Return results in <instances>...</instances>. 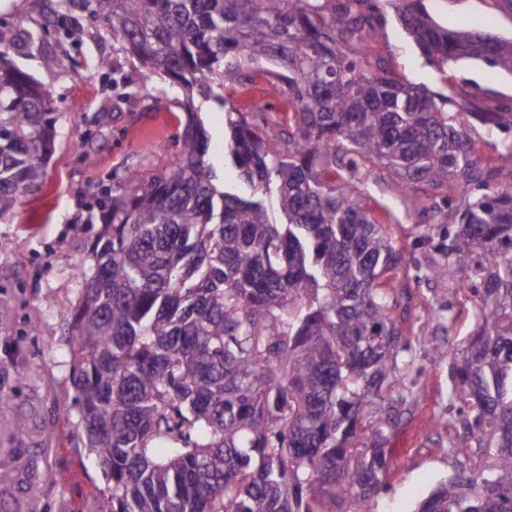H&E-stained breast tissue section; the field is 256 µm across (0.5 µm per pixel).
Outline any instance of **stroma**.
I'll return each instance as SVG.
<instances>
[{"label":"stroma","instance_id":"stroma-1","mask_svg":"<svg viewBox=\"0 0 512 512\" xmlns=\"http://www.w3.org/2000/svg\"><path fill=\"white\" fill-rule=\"evenodd\" d=\"M442 25L475 24L491 34L512 37V0H424ZM383 35L368 53L390 63L411 82L436 93L458 97L477 94L484 109L512 103V77L481 63L452 65L451 81L407 43L394 19L395 5L383 6ZM24 16L41 40L14 55L15 64L51 87L58 109L55 151L38 190L23 197L15 212L0 220V393L9 406L0 407V463L12 480L0 486V512H98L100 471L77 427L79 408L72 382L69 324L83 282L78 263L88 253L102 224L81 205L80 191L90 182L108 179L113 170L131 166L142 174L169 165L175 151L159 152L172 142L185 121L183 92L154 85L123 98V86L112 83L100 59H115L113 40L100 37L99 24L76 14L71 0H0V21ZM57 59L46 69L43 55ZM287 118L291 106L264 76L238 86L233 104L250 111L256 102ZM200 116L209 136L207 161L220 182L240 183L238 172L224 163L227 116L218 105L205 103ZM372 198L385 205L405 234L407 249L429 267L442 261L435 240L420 239L424 215L408 209L393 195L389 178L369 184ZM418 350L415 366L424 377L420 399L391 430L389 486L372 503L373 512H413L416 504L459 466L478 468L487 458L479 452L459 459L449 455L448 432L437 427L438 416L455 410L448 398L449 364L463 346V334L432 333ZM25 417L26 437L15 432ZM61 474V483L45 481L46 472Z\"/></svg>","mask_w":512,"mask_h":512}]
</instances>
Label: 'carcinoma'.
Segmentation results:
<instances>
[{
	"mask_svg": "<svg viewBox=\"0 0 512 512\" xmlns=\"http://www.w3.org/2000/svg\"><path fill=\"white\" fill-rule=\"evenodd\" d=\"M131 70L185 94L177 162L90 186L104 231L79 266L70 355L102 512H371L388 487L390 430L415 399L411 259L369 203L419 188L454 210L432 275L473 302L451 366L459 468L415 512H512V105L476 111L371 59L380 0H76ZM406 38L443 71L512 77V38L448 29L399 0ZM0 30V219L39 188L54 152L53 92ZM265 73L292 112L244 114L237 85ZM231 114L221 189L195 99ZM487 130L469 136L463 110ZM338 179L327 181L322 172ZM273 198L285 222L267 208Z\"/></svg>",
	"mask_w": 512,
	"mask_h": 512,
	"instance_id": "1",
	"label": "carcinoma"
}]
</instances>
